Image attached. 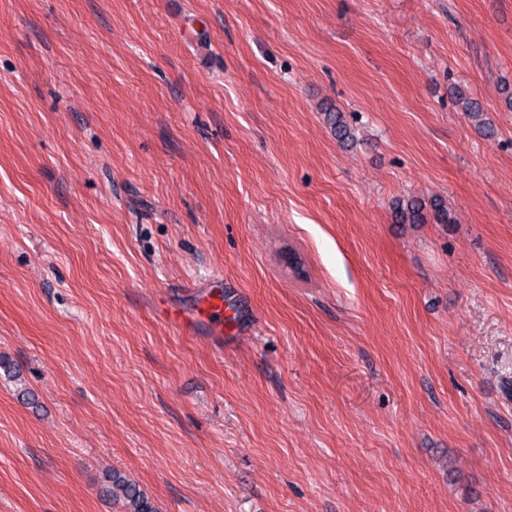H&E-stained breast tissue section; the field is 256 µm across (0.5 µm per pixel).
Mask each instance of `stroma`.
I'll list each match as a JSON object with an SVG mask.
<instances>
[{
	"label": "stroma",
	"mask_w": 512,
	"mask_h": 512,
	"mask_svg": "<svg viewBox=\"0 0 512 512\" xmlns=\"http://www.w3.org/2000/svg\"><path fill=\"white\" fill-rule=\"evenodd\" d=\"M507 87L512 0H0V512H512ZM452 94L455 103L466 112L468 118L477 127L478 131L489 135L495 133L494 125L485 117L487 113L484 106L468 89L455 86ZM394 218L398 224H425L428 222L424 205L418 199L406 203L399 202L394 208ZM107 478L109 495L124 512H157L147 494L126 475L112 470Z\"/></svg>",
	"instance_id": "obj_1"
}]
</instances>
